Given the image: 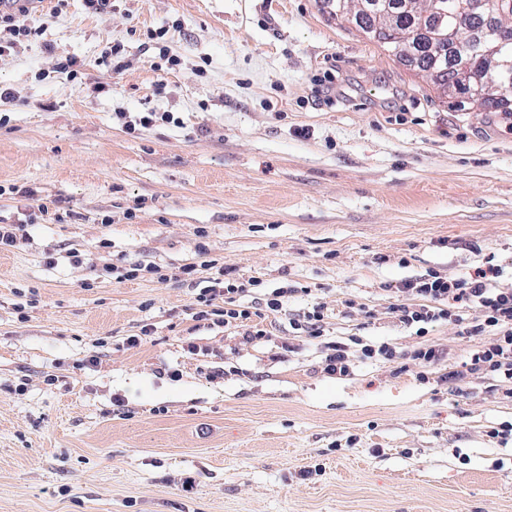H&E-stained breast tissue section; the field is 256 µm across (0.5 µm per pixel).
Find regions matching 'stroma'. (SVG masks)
<instances>
[{
  "label": "stroma",
  "mask_w": 512,
  "mask_h": 512,
  "mask_svg": "<svg viewBox=\"0 0 512 512\" xmlns=\"http://www.w3.org/2000/svg\"><path fill=\"white\" fill-rule=\"evenodd\" d=\"M55 4L0 56V216L30 217L0 266V512H512V436H493L512 403L492 380L448 385L474 340L447 322L416 336L386 291L488 256L512 285L501 116L457 110L320 0ZM110 43L120 64L101 60ZM163 46L176 71L153 70ZM150 111L175 121L130 134L116 118ZM202 243L296 288L267 337L194 320ZM148 262L168 281L99 274ZM191 263L194 283L176 280ZM316 304L322 337L289 326ZM354 337L447 357L424 371L354 351L349 375L326 374V343Z\"/></svg>",
  "instance_id": "stroma-1"
}]
</instances>
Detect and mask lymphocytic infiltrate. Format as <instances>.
Returning a JSON list of instances; mask_svg holds the SVG:
<instances>
[{
    "label": "lymphocytic infiltrate",
    "mask_w": 512,
    "mask_h": 512,
    "mask_svg": "<svg viewBox=\"0 0 512 512\" xmlns=\"http://www.w3.org/2000/svg\"><path fill=\"white\" fill-rule=\"evenodd\" d=\"M33 2L0 0V55L16 49L32 35L26 18ZM200 268L210 270L212 276L208 286L195 296L194 320L241 330L248 342L266 337V330L254 320L252 308L239 302L249 288L260 286V279H241L236 269L213 260L200 267H184L180 275L191 280ZM500 271V266L491 263L463 276L426 271L390 286L392 301L388 310L400 323L415 328L421 337L431 323H454L459 336L475 340L476 345L465 361L449 371V384L462 385L474 378L488 377L502 384L503 398L511 401L512 286L496 285Z\"/></svg>",
    "instance_id": "obj_1"
}]
</instances>
